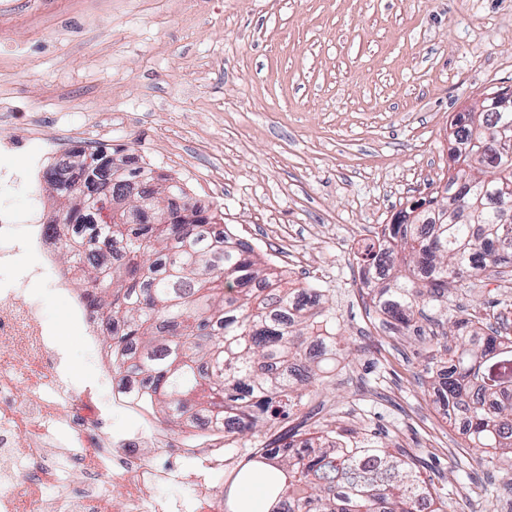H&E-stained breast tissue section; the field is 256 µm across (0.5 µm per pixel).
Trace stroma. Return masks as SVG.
Returning a JSON list of instances; mask_svg holds the SVG:
<instances>
[{
  "instance_id": "stroma-1",
  "label": "stroma",
  "mask_w": 512,
  "mask_h": 512,
  "mask_svg": "<svg viewBox=\"0 0 512 512\" xmlns=\"http://www.w3.org/2000/svg\"><path fill=\"white\" fill-rule=\"evenodd\" d=\"M512 86V0H0V98L41 120L31 156L104 125L106 150L179 180L265 265L324 291L351 354L319 387L332 426L416 456L454 490L448 512H512L425 373L426 339L388 324L362 288L356 253L379 225L430 198L450 165L452 115ZM77 381L98 359L35 284ZM512 322V272L457 283L448 317Z\"/></svg>"
}]
</instances>
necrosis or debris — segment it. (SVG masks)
I'll list each match as a JSON object with an SVG mask.
<instances>
[{
  "mask_svg": "<svg viewBox=\"0 0 512 512\" xmlns=\"http://www.w3.org/2000/svg\"><path fill=\"white\" fill-rule=\"evenodd\" d=\"M29 206L15 210L0 200V512H225L226 502L214 491L217 473L234 458L220 448L182 449L170 429L155 417L132 382L117 381L111 362L100 365V383L110 385L108 400L73 380L68 354L45 326L37 301L24 286L48 283L69 300L72 321L87 320L85 300L74 288L75 270L55 260L62 225L40 219L42 197L28 181ZM39 255L33 267L20 263ZM120 407L135 415L133 430L116 435L107 428V412ZM187 453L191 469L161 465V458ZM68 462L76 494L40 499L31 491ZM184 485L181 500L150 498L149 490Z\"/></svg>",
  "mask_w": 512,
  "mask_h": 512,
  "instance_id": "obj_1",
  "label": "necrosis or debris"
}]
</instances>
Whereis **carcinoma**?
<instances>
[{
	"instance_id": "1",
	"label": "carcinoma",
	"mask_w": 512,
	"mask_h": 512,
	"mask_svg": "<svg viewBox=\"0 0 512 512\" xmlns=\"http://www.w3.org/2000/svg\"><path fill=\"white\" fill-rule=\"evenodd\" d=\"M483 122L512 136V109L490 107ZM453 135L470 147L454 163L477 174L464 199V219L448 215L459 199L457 177L447 174L440 198L414 220L398 212L364 243L361 278L380 311L408 328L424 309L442 310L451 284L490 268L512 265V161L486 132L459 113ZM69 165L46 172L68 199L80 187L106 186L123 156L74 148ZM178 198V182L142 165L129 173ZM72 237L63 244L83 272L79 286L90 317L106 323V343L120 354L112 370L136 378L157 421H183L181 441H214L247 460L232 481L257 480L266 488L267 512H447L448 487L424 478L416 458L372 438L304 413L309 386L346 359L336 314L321 289L293 287L286 276L262 268L253 250L217 216L191 206L176 224L104 220L95 202L68 209ZM431 389L443 414L461 424L468 447L512 459V336L470 313L453 322ZM260 446L259 455L252 449Z\"/></svg>"
}]
</instances>
